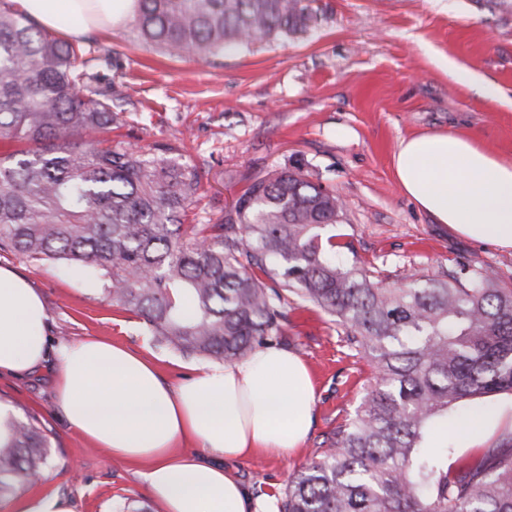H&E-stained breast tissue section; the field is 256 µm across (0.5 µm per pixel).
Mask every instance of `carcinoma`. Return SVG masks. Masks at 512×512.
<instances>
[{"instance_id": "obj_1", "label": "carcinoma", "mask_w": 512, "mask_h": 512, "mask_svg": "<svg viewBox=\"0 0 512 512\" xmlns=\"http://www.w3.org/2000/svg\"><path fill=\"white\" fill-rule=\"evenodd\" d=\"M146 43L208 63L304 31L309 0H137ZM83 47L0 0V251L94 269L112 304L160 344L233 364L286 336L288 295L334 317L374 384L360 409L295 472L279 512H512V453L448 468L430 447L463 402L512 393V289L488 268L399 286L336 264L343 203L299 167L272 170L224 214L187 223L200 197L181 147L113 141L112 84ZM272 285H267V282ZM0 494L44 477L33 419L0 424Z\"/></svg>"}]
</instances>
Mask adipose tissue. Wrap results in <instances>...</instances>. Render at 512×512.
Masks as SVG:
<instances>
[{"label": "adipose tissue", "mask_w": 512, "mask_h": 512, "mask_svg": "<svg viewBox=\"0 0 512 512\" xmlns=\"http://www.w3.org/2000/svg\"><path fill=\"white\" fill-rule=\"evenodd\" d=\"M46 29L81 37L108 30L137 0H14ZM405 194L456 234L512 250V162L456 133L401 139L394 154ZM41 294L0 265V376L28 375L55 359L54 400L69 428L138 466L157 512H273L228 460L302 448L315 386L300 355L282 346L204 366L169 382L145 353L95 337L51 344Z\"/></svg>", "instance_id": "1"}]
</instances>
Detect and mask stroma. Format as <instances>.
Returning <instances> with one entry per match:
<instances>
[{
	"label": "stroma",
	"mask_w": 512,
	"mask_h": 512,
	"mask_svg": "<svg viewBox=\"0 0 512 512\" xmlns=\"http://www.w3.org/2000/svg\"><path fill=\"white\" fill-rule=\"evenodd\" d=\"M313 20L285 40L225 53L211 63L168 56L146 45L135 17L87 35L91 71L112 85V105L126 124L121 139L151 150L185 143V159L203 175L193 212L218 218L251 176L302 167L343 203L336 262L376 267L385 284L412 272L443 279L461 266L489 267L512 288V250L479 244L413 203L393 157L401 138L449 131L473 136L512 161V10L494 0H310ZM456 60L460 73L448 70ZM484 76L507 95L486 99L466 74ZM352 130L337 138L338 128ZM42 295L56 341L106 338L152 357L175 382L200 358L157 343L139 319L112 305L88 268L1 254ZM285 345L308 364L316 386L314 424L296 453L234 463L253 495L283 498L291 475L352 416L373 380L370 362L352 356L331 316L288 299ZM56 364L36 375L0 378V406L37 418L50 441L51 464L34 494L68 497L74 512H156L136 466L89 445L68 428L52 396ZM495 425L484 448L512 439V395L487 398ZM484 448L448 447V465L478 460Z\"/></svg>",
	"instance_id": "1"
}]
</instances>
